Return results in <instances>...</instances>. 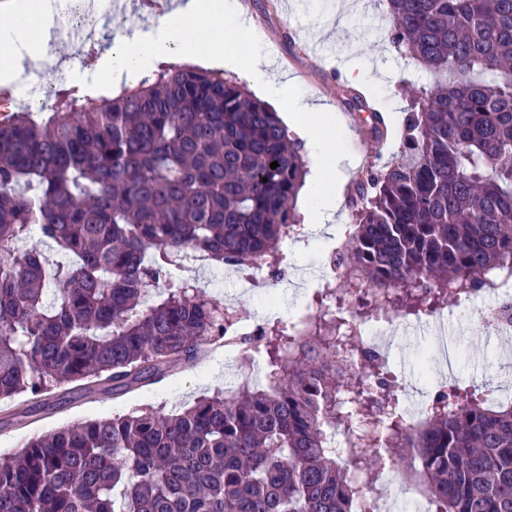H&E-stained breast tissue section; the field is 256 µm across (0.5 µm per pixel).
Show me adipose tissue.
<instances>
[{
    "label": "adipose tissue",
    "mask_w": 512,
    "mask_h": 512,
    "mask_svg": "<svg viewBox=\"0 0 512 512\" xmlns=\"http://www.w3.org/2000/svg\"><path fill=\"white\" fill-rule=\"evenodd\" d=\"M57 22L55 0H10L0 10V80L15 83L18 57L31 66H51V31ZM271 58L260 33L243 19L228 21L224 0H181L178 8L163 15L150 31L134 36H116L105 52L106 63L99 81L118 77L137 83L166 59L179 56L196 64L245 76L250 84L269 98L292 101L295 107L314 113L316 122L297 127L310 148V175L303 204L304 221L316 226L330 221L337 209L339 191L351 160L336 152L330 138L337 123L324 104L295 97L293 81L281 78L255 63L243 66L245 55Z\"/></svg>",
    "instance_id": "adipose-tissue-1"
}]
</instances>
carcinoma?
<instances>
[{"label":"carcinoma","instance_id":"obj_1","mask_svg":"<svg viewBox=\"0 0 512 512\" xmlns=\"http://www.w3.org/2000/svg\"><path fill=\"white\" fill-rule=\"evenodd\" d=\"M386 2L388 43L438 81L412 97L399 158L348 196L333 263L368 289L364 317L417 316L512 273V0ZM344 103L387 141L363 92ZM305 174L277 112L216 70L164 64L108 99L58 90L0 113V400L26 396L1 426L50 409L64 384H159L212 345L268 359L263 383L174 414L135 408L31 437L0 457V512H357L379 477L369 424L386 452L410 449L435 512H512V399L441 383L412 430L386 362L350 363L341 312L298 340L278 321L237 336L239 312L194 286L190 256L279 277Z\"/></svg>","mask_w":512,"mask_h":512}]
</instances>
